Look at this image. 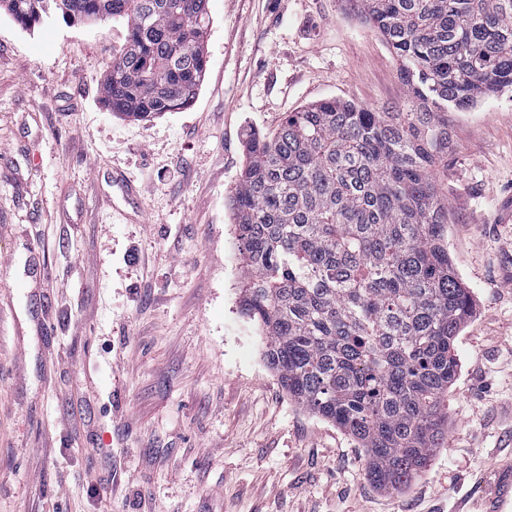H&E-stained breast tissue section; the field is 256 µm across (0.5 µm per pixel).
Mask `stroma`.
Here are the masks:
<instances>
[{"instance_id":"stroma-1","label":"stroma","mask_w":512,"mask_h":512,"mask_svg":"<svg viewBox=\"0 0 512 512\" xmlns=\"http://www.w3.org/2000/svg\"><path fill=\"white\" fill-rule=\"evenodd\" d=\"M208 11L196 98L148 120L101 99L123 21L0 11V512H454L512 462V93L448 115V253L477 311L438 448L383 490L266 366L230 196L247 132L324 99L403 105L398 62L346 0Z\"/></svg>"}]
</instances>
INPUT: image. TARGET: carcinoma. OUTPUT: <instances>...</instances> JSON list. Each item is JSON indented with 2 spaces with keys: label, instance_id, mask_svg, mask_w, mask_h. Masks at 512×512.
Instances as JSON below:
<instances>
[{
  "label": "carcinoma",
  "instance_id": "carcinoma-1",
  "mask_svg": "<svg viewBox=\"0 0 512 512\" xmlns=\"http://www.w3.org/2000/svg\"><path fill=\"white\" fill-rule=\"evenodd\" d=\"M407 87L400 107L324 99L250 133L231 194L264 360L288 397L359 443L368 479L401 491L443 436L454 341L476 311L448 254L455 150L448 113L512 90V0H352ZM0 0L30 29L100 12L126 22L104 103L144 120L187 108L201 85L207 0Z\"/></svg>",
  "mask_w": 512,
  "mask_h": 512
}]
</instances>
